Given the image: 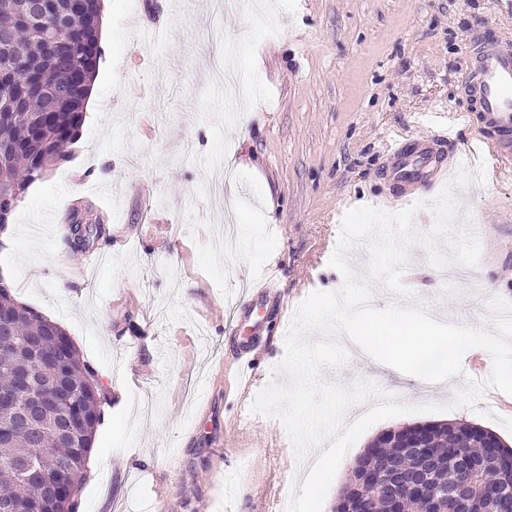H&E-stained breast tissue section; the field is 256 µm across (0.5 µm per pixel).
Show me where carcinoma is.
<instances>
[{"label":"carcinoma","mask_w":512,"mask_h":512,"mask_svg":"<svg viewBox=\"0 0 512 512\" xmlns=\"http://www.w3.org/2000/svg\"><path fill=\"white\" fill-rule=\"evenodd\" d=\"M32 0H0V20L11 22L7 37H0V145L10 153L0 160V202L12 214L27 188L40 180L46 166L64 157V148L78 136L87 91L94 79L100 54L96 20L101 15V0H84L79 13L70 10V0H55V14L30 20ZM63 18L67 37L47 42L38 27ZM80 69L86 80L64 87L58 72ZM84 213L73 208L63 219L69 244L84 251L104 240L101 224L83 223ZM0 322L9 325L0 333V351L8 358L16 398L25 393V379L33 370L44 384L55 389L65 380L77 392L73 401L70 439L58 436L59 411L49 404L37 414L35 426L15 422L12 410L0 408V503L9 502L18 512H78L63 488L70 482L85 480V460L101 421L104 399L96 371L77 349L61 339L63 328L32 307L18 302L8 286L0 281ZM94 383L87 384L88 380ZM421 431L419 427L392 430L395 438L389 448H369L360 456L354 471L359 477H377L391 463L411 474L420 466L419 479L430 475L433 482L453 475L462 484L476 479L482 489L472 491L467 505L460 509L453 500L447 512H512V494L493 497L491 486L512 487V449L487 448L485 430L459 420L441 424L428 437L430 448L423 463L402 441ZM29 461L47 477L45 481L25 482L16 465ZM403 501L402 512H425L426 502L403 485L386 492L375 484H349L337 500V512H389L393 497Z\"/></svg>","instance_id":"carcinoma-1"}]
</instances>
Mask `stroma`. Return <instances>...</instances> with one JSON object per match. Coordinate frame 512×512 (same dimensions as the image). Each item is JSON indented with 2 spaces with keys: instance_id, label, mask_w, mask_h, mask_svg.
Instances as JSON below:
<instances>
[{
  "instance_id": "35a3bbf8",
  "label": "stroma",
  "mask_w": 512,
  "mask_h": 512,
  "mask_svg": "<svg viewBox=\"0 0 512 512\" xmlns=\"http://www.w3.org/2000/svg\"><path fill=\"white\" fill-rule=\"evenodd\" d=\"M250 16H218L210 0H105L95 117L68 160L51 166L17 204L0 236V278L14 296L59 323L96 370L106 402L86 466L80 512H284L297 464L283 426L252 416L235 426L284 356L282 303L304 289L334 291L329 267L351 208L396 195L384 146L426 135L421 116L462 114L465 49L479 27L512 40L498 0H257ZM238 70L228 92L213 56ZM481 123L462 119L444 165L485 164L486 182L455 189V221H477L482 291L435 280L422 246L410 248L404 286L446 322L491 325L488 294L512 302V173H497ZM228 155L236 179L223 211L205 195ZM128 236L106 247L92 280L57 226L74 205ZM280 270L278 302L254 310L264 347L249 388L229 368L236 350L227 300L243 282ZM325 380H364L435 414L370 426L343 458L322 512H333L355 460L382 431L463 419L497 434L512 396L490 389L478 410L453 407L443 384L382 367L354 343Z\"/></svg>"
}]
</instances>
